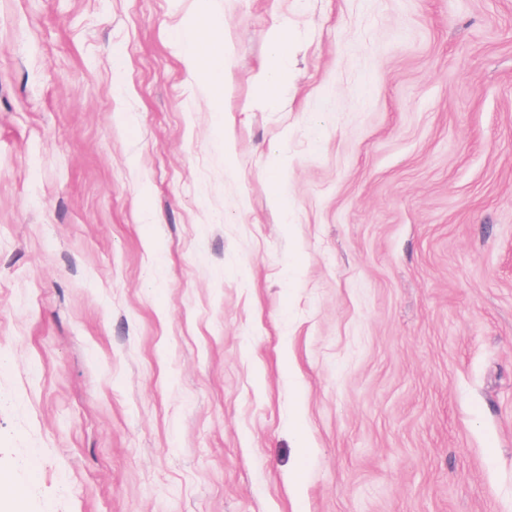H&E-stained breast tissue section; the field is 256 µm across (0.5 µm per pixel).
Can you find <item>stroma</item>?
<instances>
[{
	"label": "stroma",
	"mask_w": 512,
	"mask_h": 512,
	"mask_svg": "<svg viewBox=\"0 0 512 512\" xmlns=\"http://www.w3.org/2000/svg\"><path fill=\"white\" fill-rule=\"evenodd\" d=\"M212 3L0 0V512H512V0ZM211 1L200 0L196 18L180 31L181 35L192 38L196 48L188 51L182 45L181 47L187 64L208 87L214 112H224L222 87L230 77V71L224 62V54L218 47L223 33V19L212 10ZM268 42L269 52L261 66L258 82L265 101L275 104L280 90L288 82V72L283 66L290 45L288 27L279 22L272 24L268 31ZM288 166V158L284 155H276L270 162V168L274 175L270 182V199L272 204L279 206L284 201L282 182L279 172Z\"/></svg>",
	"instance_id": "stroma-1"
}]
</instances>
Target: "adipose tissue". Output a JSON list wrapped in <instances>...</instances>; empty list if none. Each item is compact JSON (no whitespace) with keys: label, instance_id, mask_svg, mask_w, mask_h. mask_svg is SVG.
I'll return each instance as SVG.
<instances>
[{"label":"adipose tissue","instance_id":"obj_1","mask_svg":"<svg viewBox=\"0 0 512 512\" xmlns=\"http://www.w3.org/2000/svg\"><path fill=\"white\" fill-rule=\"evenodd\" d=\"M182 32L190 36L195 44L194 50L185 54L187 64L208 87L215 111H223V85L230 71L218 47L223 33V19L213 11L211 0H200L196 18L183 26ZM268 42L269 52L258 75V82L265 101L272 104L288 81V73L283 66L290 45L287 26L279 22L272 24L268 31Z\"/></svg>","mask_w":512,"mask_h":512}]
</instances>
